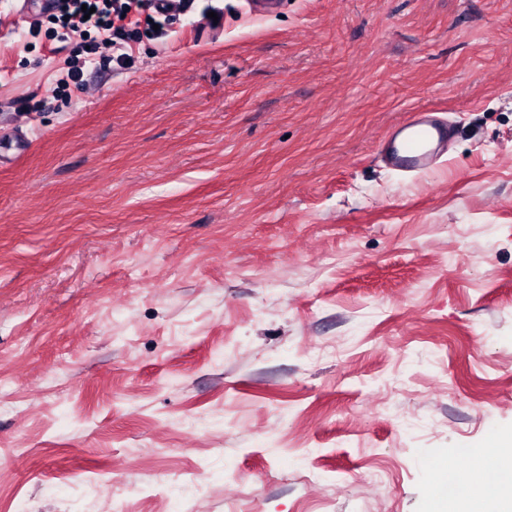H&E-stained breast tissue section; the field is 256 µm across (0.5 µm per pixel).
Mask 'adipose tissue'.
I'll return each mask as SVG.
<instances>
[{"label":"adipose tissue","mask_w":512,"mask_h":512,"mask_svg":"<svg viewBox=\"0 0 512 512\" xmlns=\"http://www.w3.org/2000/svg\"><path fill=\"white\" fill-rule=\"evenodd\" d=\"M475 469L434 487L438 512H496L512 501V431L496 433L488 447L471 451Z\"/></svg>","instance_id":"obj_1"}]
</instances>
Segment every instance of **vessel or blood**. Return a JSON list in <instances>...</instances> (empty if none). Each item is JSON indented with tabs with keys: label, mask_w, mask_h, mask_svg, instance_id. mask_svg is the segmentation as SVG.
Returning a JSON list of instances; mask_svg holds the SVG:
<instances>
[{
	"label": "vessel or blood",
	"mask_w": 512,
	"mask_h": 512,
	"mask_svg": "<svg viewBox=\"0 0 512 512\" xmlns=\"http://www.w3.org/2000/svg\"><path fill=\"white\" fill-rule=\"evenodd\" d=\"M447 141L448 126L433 109L415 108L386 132L382 145L394 170L417 176L438 166Z\"/></svg>",
	"instance_id": "vessel-or-blood-1"
}]
</instances>
